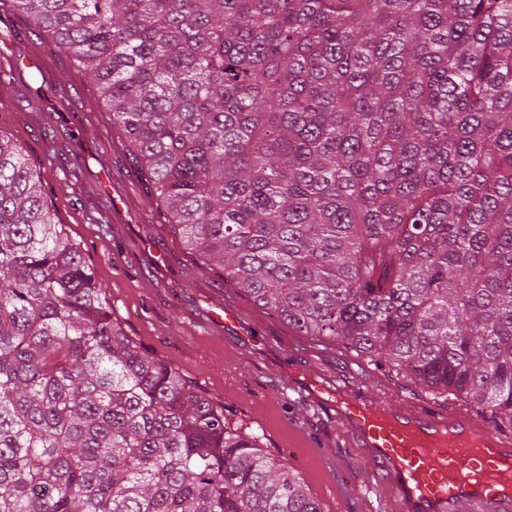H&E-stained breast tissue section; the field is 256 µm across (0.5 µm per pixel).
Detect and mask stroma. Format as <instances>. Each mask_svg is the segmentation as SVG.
I'll use <instances>...</instances> for the list:
<instances>
[{"mask_svg":"<svg viewBox=\"0 0 512 512\" xmlns=\"http://www.w3.org/2000/svg\"><path fill=\"white\" fill-rule=\"evenodd\" d=\"M35 58L22 74L0 79V132L41 171L54 219L93 268L125 333L149 355L176 367L213 404L228 407L244 431L261 436L274 460L294 468L323 512H365L361 495L370 466L341 436L327 412L305 413L283 390L281 371H343V345L308 354V337L224 281L167 223L133 153L112 125L91 76L21 15L0 10V52ZM122 209L113 212V201ZM240 312L237 331L213 326L225 301ZM260 333L274 347L260 350L238 334ZM293 337L294 349L280 341ZM319 449L339 465L307 464Z\"/></svg>","mask_w":512,"mask_h":512,"instance_id":"35a3bbf8","label":"stroma"}]
</instances>
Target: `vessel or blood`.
<instances>
[{
    "mask_svg": "<svg viewBox=\"0 0 512 512\" xmlns=\"http://www.w3.org/2000/svg\"><path fill=\"white\" fill-rule=\"evenodd\" d=\"M289 390L325 408L342 435L383 473L403 512H455L473 502L512 512V438L466 411L435 410L408 398L379 401L363 381L306 378L286 370Z\"/></svg>",
    "mask_w": 512,
    "mask_h": 512,
    "instance_id": "obj_1",
    "label": "vessel or blood"
}]
</instances>
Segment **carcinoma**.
<instances>
[{
    "label": "carcinoma",
    "mask_w": 512,
    "mask_h": 512,
    "mask_svg": "<svg viewBox=\"0 0 512 512\" xmlns=\"http://www.w3.org/2000/svg\"><path fill=\"white\" fill-rule=\"evenodd\" d=\"M6 2L225 281L512 431V0ZM0 512H322L126 335L1 133Z\"/></svg>",
    "instance_id": "1"
}]
</instances>
